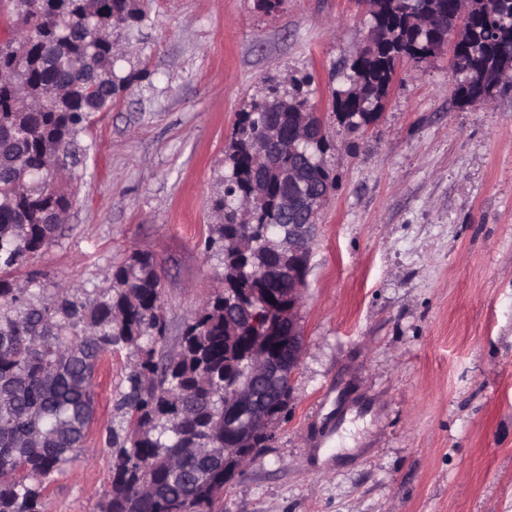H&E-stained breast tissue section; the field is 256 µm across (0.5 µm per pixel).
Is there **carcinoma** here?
<instances>
[{"instance_id": "cac0c4a2", "label": "carcinoma", "mask_w": 512, "mask_h": 512, "mask_svg": "<svg viewBox=\"0 0 512 512\" xmlns=\"http://www.w3.org/2000/svg\"><path fill=\"white\" fill-rule=\"evenodd\" d=\"M101 0H25L27 20L14 40L21 56L0 44V67L13 86L0 85V512H43L51 477L77 456L95 417L94 375L99 362L132 346L137 360L118 402L127 432L108 429L112 475L99 512H217L216 500L236 468L224 455H202L224 440V394L244 374L224 320V292L206 298L185 321L179 349L162 353L167 321L163 283L152 256L133 253L111 270L110 287L97 297L58 284L49 290L42 273L15 272L42 254L69 210L61 188L68 155L60 153L95 112L112 109L130 76L115 71L110 38H97L86 19ZM129 26L145 19L139 0H109ZM501 32L487 41L488 26L475 10L472 43L464 47L455 97L468 103L483 82L512 73V0H489ZM370 32L375 50L352 59L346 86L332 91L333 108L352 130L375 123L400 60L422 62L442 51L440 33L422 28L420 16L437 6L453 22L455 0H376ZM98 81L97 89L87 87ZM72 88L60 101L40 102L46 86ZM279 85L237 114L225 151L223 189L213 200L222 222L210 228L204 251L221 258L224 280L238 292L270 288L288 295L284 256L262 246L285 221L275 199L286 184L269 185L268 198L248 228L254 257L268 272L259 277L228 239L238 233V205L253 174L266 167L255 142L272 119L266 101ZM311 159V181L335 189L325 164L326 137L299 146Z\"/></svg>"}]
</instances>
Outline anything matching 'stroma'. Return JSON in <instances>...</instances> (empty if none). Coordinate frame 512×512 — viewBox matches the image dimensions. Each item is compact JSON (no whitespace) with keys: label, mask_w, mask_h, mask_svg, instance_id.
Returning <instances> with one entry per match:
<instances>
[{"label":"stroma","mask_w":512,"mask_h":512,"mask_svg":"<svg viewBox=\"0 0 512 512\" xmlns=\"http://www.w3.org/2000/svg\"><path fill=\"white\" fill-rule=\"evenodd\" d=\"M368 34L361 0H149L142 24L112 32L132 81L76 136L71 206L35 261L45 287L93 296L150 254L176 350L224 285L203 241L236 115L267 78L313 75L336 188L307 260L300 366L223 512H512V90L461 106L448 52L407 58L378 121L350 130L332 92ZM135 361L105 358L97 419L44 512H98Z\"/></svg>","instance_id":"obj_1"}]
</instances>
